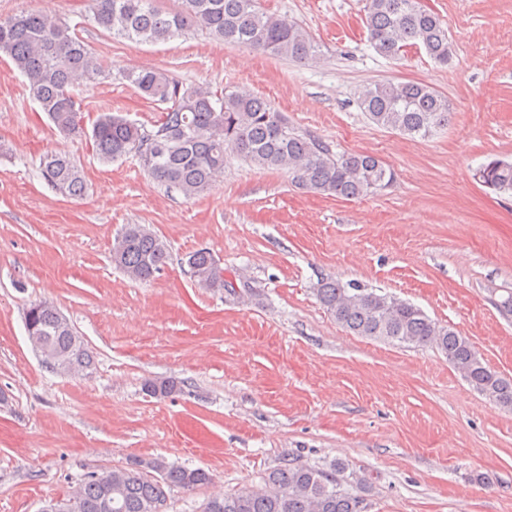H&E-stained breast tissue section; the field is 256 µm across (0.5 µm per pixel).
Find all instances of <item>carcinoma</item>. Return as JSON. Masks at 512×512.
<instances>
[{
    "label": "carcinoma",
    "instance_id": "1",
    "mask_svg": "<svg viewBox=\"0 0 512 512\" xmlns=\"http://www.w3.org/2000/svg\"><path fill=\"white\" fill-rule=\"evenodd\" d=\"M413 0H367L365 24L374 50L398 59L408 48L422 47L436 62L452 59L448 29L439 16ZM91 19L113 37L135 43H157L201 31L229 45L270 52L299 63L317 57L309 34L286 19L265 11L259 0H180L165 10L157 0H91ZM0 20V55L8 57L27 80L32 98L62 133L80 135L77 101L72 89L91 81L105 66L80 35L82 26L59 18L21 12ZM125 80L141 97L164 105L158 128L148 132L120 114L102 112L90 138L97 155L111 162L133 151L157 182L191 198L224 174L227 152L263 169L286 170L301 189L354 199L376 193L393 180L384 162L367 153H336L322 139L301 134L266 100L246 91L214 92L207 86H185L167 72L133 69ZM360 107L373 124L410 137H428L448 124V99L433 87L414 81L376 84L361 94ZM43 178L67 196H79L85 180L69 154L47 153ZM482 185L512 191V163L493 159L476 172ZM164 242L142 224H128L112 248V262L131 280L147 282L167 264ZM200 288L231 286L212 253L199 249L187 258ZM319 302L348 331L397 345L434 346L478 393L512 409V380L487 366L469 340L432 319L421 308L394 295L358 284L323 281L315 288ZM25 322L55 355L56 372L75 359L87 370L93 356L72 326L62 324L54 306L39 301ZM102 475L85 476L75 493L82 512H155L168 490H193L210 474L170 464L163 457L134 460ZM363 480L336 462L328 467L288 458L268 472L261 485L210 498L202 512H369Z\"/></svg>",
    "mask_w": 512,
    "mask_h": 512
}]
</instances>
